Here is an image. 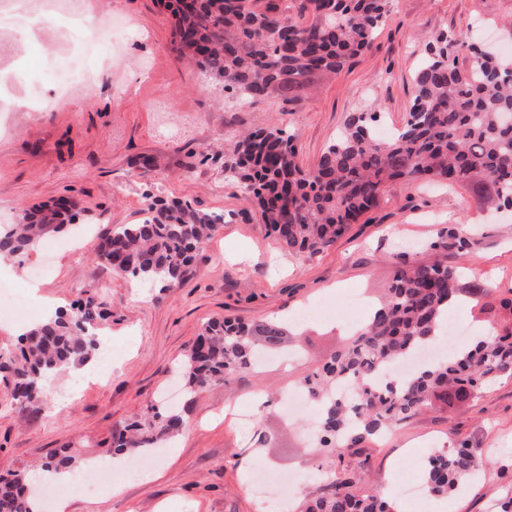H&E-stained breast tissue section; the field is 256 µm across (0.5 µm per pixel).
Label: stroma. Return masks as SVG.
<instances>
[{"label": "stroma", "mask_w": 512, "mask_h": 512, "mask_svg": "<svg viewBox=\"0 0 512 512\" xmlns=\"http://www.w3.org/2000/svg\"><path fill=\"white\" fill-rule=\"evenodd\" d=\"M87 7L101 18L126 17L133 28L125 55L103 47L89 60L97 95L0 117V216L14 221L19 207L71 197L82 208L79 221L5 262L0 276L38 285L42 299L66 308L95 290L107 314L100 339L111 347L112 363L94 362L84 382L73 369L52 376L41 404L0 408V474L30 470L65 445L79 455L80 469L97 467L127 419L168 406L173 371L208 321L228 316L252 324L277 316L299 331L302 360L257 359L199 396L180 395L185 427L147 466L161 471L160 479L115 484L104 471L95 492L58 497L44 490L38 502L40 512H262L247 481L252 469L264 468L299 479L289 512H302L307 497L329 492L320 476L328 460L308 417H287L280 397L340 350L343 329L364 321L396 263L430 258L442 224H469L485 236L464 258L449 259L464 268L466 281L490 290L449 311V326L460 331L456 344H469L483 329L496 332L487 310L512 293V228L490 223L463 188L401 179L327 251L299 257L226 180L224 158L241 132L279 124L295 134L299 161L310 167L352 112L376 113L377 133L389 135L411 108L414 74L437 35L461 33L512 59V0H393L372 48L341 75L313 76L292 100L241 106L179 56L166 0H87ZM41 55L19 59L0 77V94L17 84L53 92L65 68L49 50ZM159 100L172 103L170 117L154 111ZM149 193L224 216L182 285L166 292L112 274L93 258L100 236L138 220ZM261 394L268 403L254 404ZM241 406L254 415L250 427L224 413ZM460 442L491 466L448 496L402 498L408 462ZM334 476L356 478L359 492L384 491L402 512H499L512 490V378L486 385L468 404L436 403L364 443Z\"/></svg>", "instance_id": "35a3bbf8"}]
</instances>
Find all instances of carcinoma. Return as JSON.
I'll use <instances>...</instances> for the list:
<instances>
[{
    "label": "carcinoma",
    "mask_w": 512,
    "mask_h": 512,
    "mask_svg": "<svg viewBox=\"0 0 512 512\" xmlns=\"http://www.w3.org/2000/svg\"><path fill=\"white\" fill-rule=\"evenodd\" d=\"M168 0L176 19V50L241 101L286 96L316 74L340 75L369 49L388 12L389 0H301L294 16L280 0ZM512 62L483 51L465 37L438 36L414 75L413 104L394 136H375L374 113H352L340 135L309 169L297 158L295 136L279 125L241 135L227 177L246 184L268 231L296 256L331 247L351 224L379 207L386 182L407 178L443 181L474 194L479 208L512 209ZM145 217L118 224L101 237L94 259L112 273L162 291L180 286L189 267L223 227V215L189 201L145 195ZM79 204L22 209L20 220L0 230V259L23 253L43 234L72 224ZM482 244L464 224H445L430 245V260L403 261L359 333L338 354L301 380L322 400L316 415L320 446L342 460L365 439L404 422L432 399L475 398L489 382L512 377V325L491 340L456 351L407 375L392 373L401 360L437 341L448 308L465 293L485 289L460 282L458 267L443 255L463 257ZM105 316L92 296L51 322H38L18 339L20 354L0 347V405L26 406L44 398L42 380L86 363L98 350ZM286 328L277 320L248 325L232 318L204 326L183 363L185 389L196 395L248 367L253 350L283 346ZM349 378L351 392L333 391ZM178 410L134 415L112 438L109 454L144 455L179 435ZM76 456L62 448L40 464L42 471H72ZM466 443L435 452L424 487L445 496L459 480L480 470ZM24 473L0 476V512H33L35 495L24 493ZM351 480L310 500L306 512H391L379 491L357 493Z\"/></svg>",
    "instance_id": "cac0c4a2"
}]
</instances>
